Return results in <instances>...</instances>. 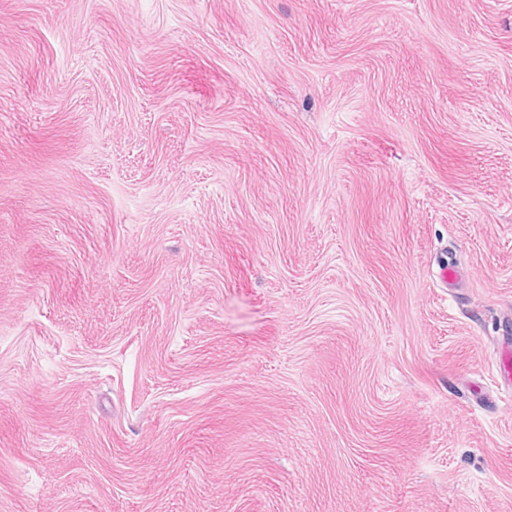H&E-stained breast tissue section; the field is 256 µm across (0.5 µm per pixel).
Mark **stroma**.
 <instances>
[{"instance_id":"35a3bbf8","label":"stroma","mask_w":512,"mask_h":512,"mask_svg":"<svg viewBox=\"0 0 512 512\" xmlns=\"http://www.w3.org/2000/svg\"><path fill=\"white\" fill-rule=\"evenodd\" d=\"M509 343L512 0H0V512H512Z\"/></svg>"}]
</instances>
